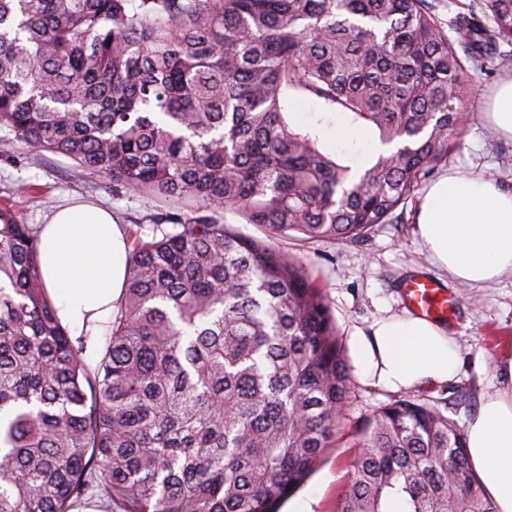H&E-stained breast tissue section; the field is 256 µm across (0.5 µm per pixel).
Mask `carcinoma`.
I'll use <instances>...</instances> for the list:
<instances>
[{"instance_id":"1","label":"carcinoma","mask_w":512,"mask_h":512,"mask_svg":"<svg viewBox=\"0 0 512 512\" xmlns=\"http://www.w3.org/2000/svg\"><path fill=\"white\" fill-rule=\"evenodd\" d=\"M512 0H0V127L168 207L130 235L95 365L38 232L0 207V512H278L351 400L324 287L273 241L363 238L448 162ZM309 92L390 147L355 168L284 112ZM268 240L224 223V212ZM336 512H496L467 440L403 398L355 427Z\"/></svg>"}]
</instances>
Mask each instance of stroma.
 Here are the masks:
<instances>
[{
  "label": "stroma",
  "mask_w": 512,
  "mask_h": 512,
  "mask_svg": "<svg viewBox=\"0 0 512 512\" xmlns=\"http://www.w3.org/2000/svg\"><path fill=\"white\" fill-rule=\"evenodd\" d=\"M512 74V62L493 68L489 76L475 80L464 103L470 116L456 151L438 175L449 173L492 174L502 189L512 191V140L489 136L486 119L492 90ZM291 120L315 133L320 147L341 161L369 164L381 146L373 131H365L361 142L341 144L334 126H350L348 114L314 95H293ZM11 148L0 153V204L13 208L22 223L39 226L44 217L66 197L80 195L111 208L127 231L152 234L166 208L155 200L129 190L116 191L111 180L88 173L70 158L39 155L15 141L11 131L0 129V141ZM418 204L410 202L404 216L378 225L355 241L304 242L278 240V247L299 257L314 277L326 287L330 313L341 346H348L352 332L367 328L384 311H403L401 284L411 274L423 273L441 282L455 302L445 323L462 347V364L455 379L445 384H425L397 393L375 383L352 378L356 398L348 418L369 417L379 406L397 397L437 403L441 410L466 426L484 393L512 390V372L505 353L512 346V276L483 288H467L446 279L430 264L417 238ZM356 451L339 443L328 449L306 481L283 502L280 512H293L297 502L313 500V512H336V503L349 480Z\"/></svg>",
  "instance_id": "stroma-1"
}]
</instances>
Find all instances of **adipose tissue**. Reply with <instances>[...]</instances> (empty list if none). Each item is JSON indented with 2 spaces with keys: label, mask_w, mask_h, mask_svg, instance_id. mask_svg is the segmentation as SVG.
Masks as SVG:
<instances>
[{
  "label": "adipose tissue",
  "mask_w": 512,
  "mask_h": 512,
  "mask_svg": "<svg viewBox=\"0 0 512 512\" xmlns=\"http://www.w3.org/2000/svg\"><path fill=\"white\" fill-rule=\"evenodd\" d=\"M417 235L431 262L480 288L512 275V192L484 175H447L425 191ZM40 276L71 335L99 339L124 286L127 248L110 211L74 202L40 227ZM356 371L398 390L447 382L461 351L437 323L401 312L349 340ZM473 468L497 512H512V391L485 395L466 430Z\"/></svg>",
  "instance_id": "adipose-tissue-1"
}]
</instances>
